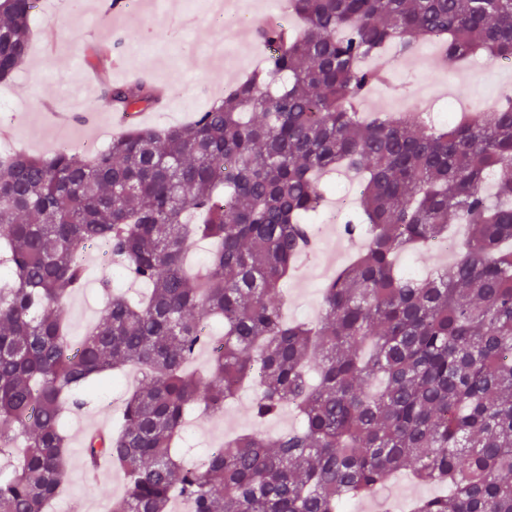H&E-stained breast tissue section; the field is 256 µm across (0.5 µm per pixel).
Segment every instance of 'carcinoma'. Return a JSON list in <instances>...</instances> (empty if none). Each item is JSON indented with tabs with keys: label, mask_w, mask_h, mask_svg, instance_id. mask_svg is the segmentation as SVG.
Returning <instances> with one entry per match:
<instances>
[{
	"label": "carcinoma",
	"mask_w": 512,
	"mask_h": 512,
	"mask_svg": "<svg viewBox=\"0 0 512 512\" xmlns=\"http://www.w3.org/2000/svg\"><path fill=\"white\" fill-rule=\"evenodd\" d=\"M36 0H0V82L30 54ZM291 21L256 28L266 65L187 124L132 127L86 160L0 154V512H46L69 468L62 418L122 369L142 373L115 431L88 437L124 478L110 512H343L407 470L444 492L412 512H512V100L432 125L360 113L383 79L367 62L443 44L448 66L512 60V0H287ZM156 85H109L132 112ZM362 175L342 225L365 251L322 291L318 323H289L281 284L312 239L320 176ZM495 180V196L487 192ZM468 235L450 269L411 279L396 255ZM211 249L189 274L197 242ZM107 244L106 314L77 348L58 302L83 252ZM208 351L205 376L189 371ZM246 381L261 423L293 407L298 428L260 430L185 463L190 411L224 412Z\"/></svg>",
	"instance_id": "1"
}]
</instances>
